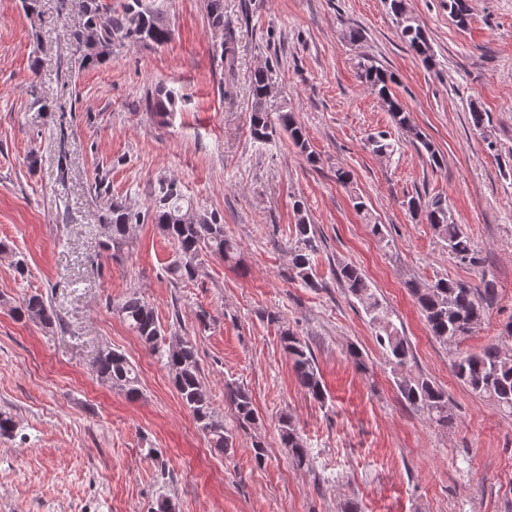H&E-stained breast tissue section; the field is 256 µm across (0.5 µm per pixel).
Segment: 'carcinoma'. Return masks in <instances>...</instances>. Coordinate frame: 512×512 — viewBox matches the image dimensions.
I'll use <instances>...</instances> for the list:
<instances>
[{
  "mask_svg": "<svg viewBox=\"0 0 512 512\" xmlns=\"http://www.w3.org/2000/svg\"><path fill=\"white\" fill-rule=\"evenodd\" d=\"M392 14L402 42L421 62L431 68L434 54L425 30L416 22L407 8L406 0H385ZM448 14L456 25L465 30L471 19L469 0H448ZM101 0H81V23L69 30L71 44L82 53L88 66L102 64L112 56L118 43L162 46L173 36L170 23L158 9L145 0H128L119 15L106 17ZM211 25L224 29V0H207ZM361 85L374 95L390 112L393 123L412 134L415 149L428 155L433 166H441V157L426 138L416 130L411 114L394 93L398 79L372 60L358 62ZM250 130L253 138L267 143L279 131L314 160L306 129L297 120L295 112L278 104V92L270 68L255 70L250 80ZM172 103V93L157 89L145 99L146 109L164 114ZM192 205L175 180H162L149 205L151 219L159 232L175 247L174 260L168 266L173 279H191L197 272V261L204 254L218 255L226 261L236 259L238 246L224 234L222 220L213 214H190ZM408 209L431 225L446 243L448 252L461 265L478 263V251L471 238L455 224L448 204L441 197L408 202ZM146 214L121 203L111 202L98 216L107 235L101 246L107 252L118 253L128 243L133 225L145 220ZM320 251L314 225L300 219L295 225V243L290 247L291 265L295 277L307 288L320 284L312 273L314 256ZM337 279L357 298L370 316L377 344L385 351L391 364L402 368L410 357V345L394 326L387 308L379 301L363 273L353 264L341 265ZM412 296L427 323L432 336L451 346H458L481 323L486 310L496 301V288L490 282L473 285L440 279L425 288L411 289ZM117 311L129 329L137 336L161 365L168 371L182 404L191 412L198 427L208 435L210 446L224 453L233 448L234 434L224 426L211 399L203 388L200 367L194 344L177 336H165L154 310L137 292L125 296ZM13 314L19 320L39 323L46 328L56 322V313L39 293L23 297ZM281 347L293 363L294 373L301 389L319 403L325 402L326 391L308 344L289 330L280 336ZM456 377L474 394L494 402L501 412L512 417V351L490 343L477 352H459L453 362ZM92 371L103 382L123 391L127 397L140 394L139 379L134 364L125 354L104 348L94 359ZM401 399L427 419L442 427L452 421L446 394L429 379L402 375L395 380ZM227 397L234 407L240 426H257L260 416L248 390L241 386L227 387ZM281 444L292 462L303 467L310 460L309 448L292 418L283 413L278 420Z\"/></svg>",
  "mask_w": 512,
  "mask_h": 512,
  "instance_id": "obj_1",
  "label": "carcinoma"
}]
</instances>
